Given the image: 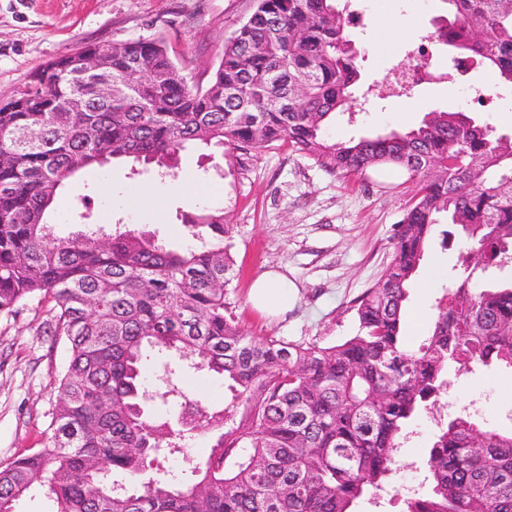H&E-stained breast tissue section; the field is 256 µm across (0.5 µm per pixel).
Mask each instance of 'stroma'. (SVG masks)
<instances>
[{
	"mask_svg": "<svg viewBox=\"0 0 512 512\" xmlns=\"http://www.w3.org/2000/svg\"><path fill=\"white\" fill-rule=\"evenodd\" d=\"M356 23L350 28L361 48L360 87L355 122L337 118L327 129L342 140L418 126L432 111H465L488 122L496 134L512 138V88L497 85L485 68H471L460 83L448 49L434 44L439 76L401 98L381 97L394 67L414 64V48L434 30L441 0H350ZM256 0H0V100L27 85L31 75L53 59L83 47L136 39L163 40L189 84L207 86L224 42L248 19ZM391 35L390 47L376 43ZM487 86L493 101L470 103L465 85ZM210 191V208L232 224L237 276L230 295L242 327L253 336L331 344L351 335V307L381 277L391 255L396 226L416 193V184L396 168L340 175L311 158L277 146L241 158L205 157L195 149L182 156L174 175L158 178L153 167L132 175L129 162L93 166L70 178L50 221L57 236L68 237L83 224H122L153 234L159 242L183 248L193 240L180 216L200 210L197 198L182 191L186 180ZM156 191L163 207L156 218L136 217L125 201L128 191ZM457 246L434 239L425 260L439 275L431 288L412 287L405 339L415 344L431 328ZM276 269L296 286V297L279 317L255 309L249 291L264 271ZM50 302L29 301L0 315V464L43 447L57 390L55 374L69 353L52 336ZM475 410L480 427L512 425V374L482 369L453 379L435 408L411 424L413 435L399 456V490L419 487L439 418L460 407Z\"/></svg>",
	"mask_w": 512,
	"mask_h": 512,
	"instance_id": "35a3bbf8",
	"label": "stroma"
}]
</instances>
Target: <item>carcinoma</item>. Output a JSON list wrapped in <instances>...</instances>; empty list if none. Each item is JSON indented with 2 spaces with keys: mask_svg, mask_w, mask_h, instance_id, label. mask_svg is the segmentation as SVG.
<instances>
[{
  "mask_svg": "<svg viewBox=\"0 0 512 512\" xmlns=\"http://www.w3.org/2000/svg\"><path fill=\"white\" fill-rule=\"evenodd\" d=\"M435 40L512 86V0H443ZM341 0H258L224 42L204 88L188 84L159 39L110 46L102 76L140 74V92L100 95L73 55L37 70L0 102V314L53 303L70 353L43 447L0 467V512L39 488L52 512H355L390 485L408 428L449 387L448 370H512V142L465 113L429 112L405 132L326 136L360 79ZM88 111L66 112L74 94ZM288 144L330 172L396 167L417 191L398 224L383 276L356 300V330L336 344L250 336L233 315V225L224 211L184 214L199 247L168 249L101 224L54 235L49 215L65 181L124 158L178 167L192 145L248 156ZM462 247L458 278L430 333L403 336L411 284L437 227ZM149 350L228 383L220 408L202 405L166 366L148 387ZM151 403L191 425L149 423ZM222 428L208 456L186 451ZM179 454L178 479L152 471ZM423 492L397 512H512V430L481 429L463 410L438 426Z\"/></svg>",
  "mask_w": 512,
  "mask_h": 512,
  "instance_id": "obj_1",
  "label": "carcinoma"
}]
</instances>
